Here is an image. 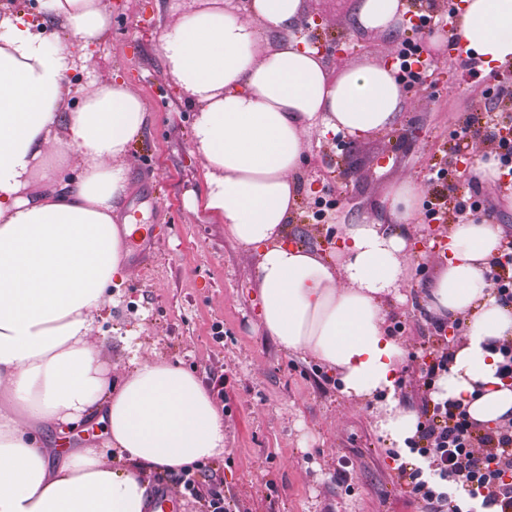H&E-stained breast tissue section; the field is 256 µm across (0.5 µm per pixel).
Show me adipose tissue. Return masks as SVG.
Masks as SVG:
<instances>
[{"label": "adipose tissue", "mask_w": 512, "mask_h": 512, "mask_svg": "<svg viewBox=\"0 0 512 512\" xmlns=\"http://www.w3.org/2000/svg\"><path fill=\"white\" fill-rule=\"evenodd\" d=\"M305 10V0L170 5L161 60L196 112L204 158L205 189L188 207L223 222L253 258L264 332L332 369L348 399L384 395L376 426L402 448L418 418L394 397L404 342L388 306L402 301L417 254L420 184L400 177L378 213L337 225L332 261L288 221L313 136L391 129L407 99L391 64L336 70L306 47L296 37ZM406 10L405 0H356L352 28L393 36ZM41 15L33 27L25 0H0V512H149L150 472L223 457L224 413L157 351L117 375L89 339L133 274L126 241L137 228L115 216L147 110L126 82L74 76L110 30L103 0H41ZM455 34L481 61L511 64L512 0H463ZM506 234L483 219L448 224L426 302L459 328L432 397L462 401L485 428L512 419V383L497 374L512 305L487 277ZM85 420L103 424L111 455L55 448Z\"/></svg>", "instance_id": "ef3b65f1"}]
</instances>
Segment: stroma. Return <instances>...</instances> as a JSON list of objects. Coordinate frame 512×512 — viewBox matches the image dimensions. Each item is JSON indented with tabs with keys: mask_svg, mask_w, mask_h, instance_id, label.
Masks as SVG:
<instances>
[{
	"mask_svg": "<svg viewBox=\"0 0 512 512\" xmlns=\"http://www.w3.org/2000/svg\"><path fill=\"white\" fill-rule=\"evenodd\" d=\"M163 2L106 0L112 27L89 63L91 77L130 83L149 114L132 147L131 192L123 209L149 230L136 239L135 275L114 289L115 305L96 318L94 343L118 365L156 349L196 375L223 405L224 456L194 477L201 487L220 486L233 512H422L374 425L372 403L348 402L324 364L285 351L265 334L253 259L223 224L188 209V196L204 191L203 158L192 144L193 112L160 61ZM306 2V46L328 55L344 38V63L389 62L409 39L431 60L433 84L408 91V107L388 132L312 140L292 219L304 239L317 241L327 225L354 224L375 213L387 188L405 173L422 187L416 215L421 232L458 193L479 201L477 217L512 227V195L469 190L471 176L460 165L464 156L491 146L467 126L475 110L493 103L489 93L499 79L491 67L470 77L426 26H405L397 39L354 35L355 0ZM493 104L512 116V94ZM441 168L450 172L449 187L430 180ZM442 268L436 255L414 258L402 288L407 301L390 313L393 334L405 342L395 396L415 411L426 397L421 376L437 350L421 297Z\"/></svg>",
	"mask_w": 512,
	"mask_h": 512,
	"instance_id": "35a3bbf8",
	"label": "stroma"
}]
</instances>
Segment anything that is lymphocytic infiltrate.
Segmentation results:
<instances>
[{
    "label": "lymphocytic infiltrate",
    "mask_w": 512,
    "mask_h": 512,
    "mask_svg": "<svg viewBox=\"0 0 512 512\" xmlns=\"http://www.w3.org/2000/svg\"><path fill=\"white\" fill-rule=\"evenodd\" d=\"M397 471L427 512H512V422L477 427L462 402H433Z\"/></svg>",
    "instance_id": "lymphocytic-infiltrate-1"
}]
</instances>
